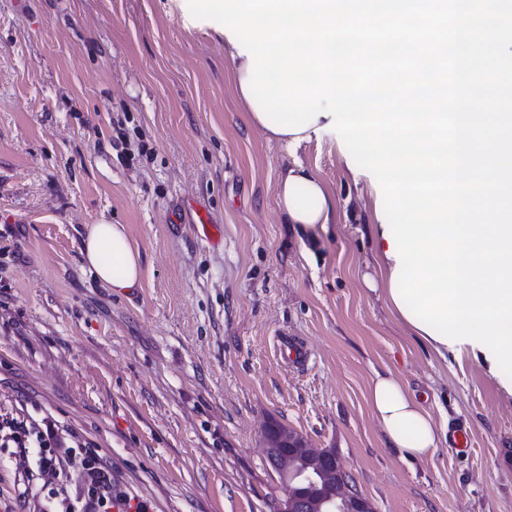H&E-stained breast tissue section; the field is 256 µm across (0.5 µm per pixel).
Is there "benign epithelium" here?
Returning a JSON list of instances; mask_svg holds the SVG:
<instances>
[{
  "label": "benign epithelium",
  "instance_id": "obj_1",
  "mask_svg": "<svg viewBox=\"0 0 512 512\" xmlns=\"http://www.w3.org/2000/svg\"><path fill=\"white\" fill-rule=\"evenodd\" d=\"M264 444L272 468L299 476L305 486L298 494L285 490L278 512H375L334 450L311 447L302 434L276 420L266 425Z\"/></svg>",
  "mask_w": 512,
  "mask_h": 512
}]
</instances>
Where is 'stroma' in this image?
<instances>
[{
  "label": "stroma",
  "instance_id": "obj_1",
  "mask_svg": "<svg viewBox=\"0 0 512 512\" xmlns=\"http://www.w3.org/2000/svg\"><path fill=\"white\" fill-rule=\"evenodd\" d=\"M338 139L292 154L251 126L222 24L187 0H0V420H58L150 512H277L273 419L335 450L376 512H512V396L365 285L374 177ZM297 161L337 206L304 241L276 197ZM102 222L141 253L132 293L83 266L80 235ZM387 371L470 453L387 448L367 402ZM34 466L0 447V512H40L80 481Z\"/></svg>",
  "mask_w": 512,
  "mask_h": 512
}]
</instances>
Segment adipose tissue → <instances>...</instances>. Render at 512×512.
<instances>
[{"instance_id": "adipose-tissue-1", "label": "adipose tissue", "mask_w": 512, "mask_h": 512, "mask_svg": "<svg viewBox=\"0 0 512 512\" xmlns=\"http://www.w3.org/2000/svg\"><path fill=\"white\" fill-rule=\"evenodd\" d=\"M279 209L286 223L296 225L307 236L317 235L336 221V199L323 181L302 164H294L280 177L276 187ZM383 295L388 308L398 314L407 331L440 357L459 355V347L432 338L428 331L410 322L400 312L397 291L393 287L396 259L389 248L382 220L370 226ZM85 267L103 286L115 293L140 287L141 254L130 242L122 224H91L82 237L80 250ZM368 403L382 430L388 447L402 457L423 459L432 455L446 438L432 415L408 392L394 374L376 373L368 390Z\"/></svg>"}]
</instances>
